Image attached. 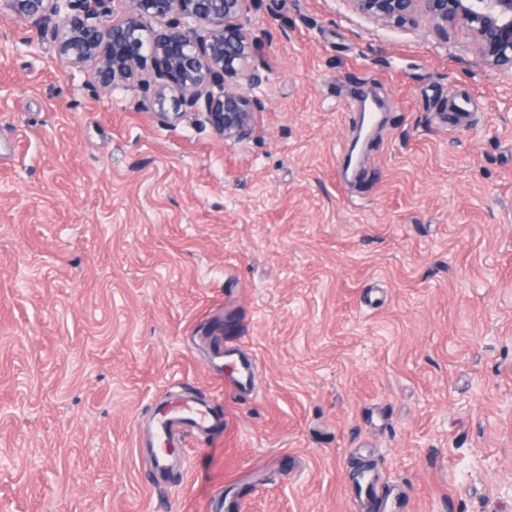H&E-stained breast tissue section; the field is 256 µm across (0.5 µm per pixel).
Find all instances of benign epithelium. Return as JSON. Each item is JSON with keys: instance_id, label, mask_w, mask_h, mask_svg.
I'll return each mask as SVG.
<instances>
[{"instance_id": "7a95c632", "label": "benign epithelium", "mask_w": 512, "mask_h": 512, "mask_svg": "<svg viewBox=\"0 0 512 512\" xmlns=\"http://www.w3.org/2000/svg\"><path fill=\"white\" fill-rule=\"evenodd\" d=\"M378 24L425 18L443 40L466 28L480 61L512 76V0H345ZM248 0H0V16L15 15L42 30L52 28L60 59L90 67L103 88L140 82L147 62L154 71L157 112H203L224 138L244 137L260 100L250 96L259 77L250 62L264 45L245 29ZM145 16L172 17L147 30ZM246 86H229L226 78Z\"/></svg>"}]
</instances>
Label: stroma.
Instances as JSON below:
<instances>
[{"label": "stroma", "mask_w": 512, "mask_h": 512, "mask_svg": "<svg viewBox=\"0 0 512 512\" xmlns=\"http://www.w3.org/2000/svg\"><path fill=\"white\" fill-rule=\"evenodd\" d=\"M246 18L239 140L0 18V512H365L359 464L393 512H512V80L345 0ZM183 399L227 423L160 476Z\"/></svg>", "instance_id": "35a3bbf8"}]
</instances>
